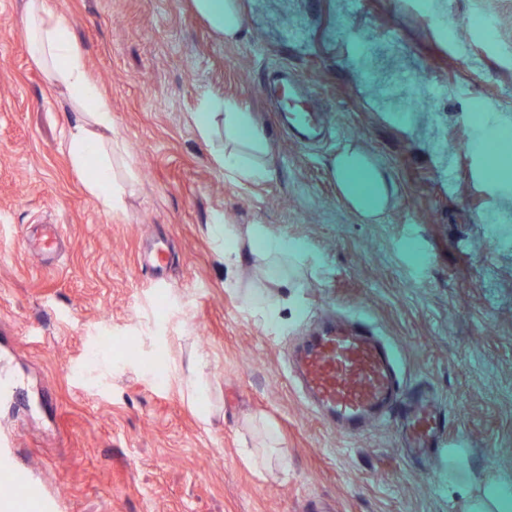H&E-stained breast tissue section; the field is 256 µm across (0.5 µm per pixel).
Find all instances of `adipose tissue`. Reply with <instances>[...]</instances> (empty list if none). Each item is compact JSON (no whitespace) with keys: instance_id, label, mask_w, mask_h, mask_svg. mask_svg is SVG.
<instances>
[{"instance_id":"ef3b65f1","label":"adipose tissue","mask_w":512,"mask_h":512,"mask_svg":"<svg viewBox=\"0 0 512 512\" xmlns=\"http://www.w3.org/2000/svg\"><path fill=\"white\" fill-rule=\"evenodd\" d=\"M197 12L222 41H236L245 28L240 0H193ZM30 52L42 65L50 86L62 89L80 118L69 129L68 153L72 166L84 176V186L104 208L122 204L124 187L112 172V158L121 153L122 144L112 136V105L91 78L85 55L70 33L64 12L54 10L47 0H26L23 17ZM224 119V146L214 154L216 165L229 179L244 184L267 179L271 174L267 141L254 125L250 113L218 98L202 105L197 126L202 137L213 133L216 117ZM332 173L345 198L362 213L380 211L386 201L384 181L367 175L357 153L337 156ZM215 237L230 243L224 252L228 267H237L246 255H253L264 285L248 294V303L268 320L279 316L275 292L290 287L289 259L297 258L287 241L267 226L251 224L246 228L215 224Z\"/></svg>"}]
</instances>
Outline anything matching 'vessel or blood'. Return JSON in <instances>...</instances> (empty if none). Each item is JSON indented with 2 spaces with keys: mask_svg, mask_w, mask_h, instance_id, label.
Masks as SVG:
<instances>
[{
  "mask_svg": "<svg viewBox=\"0 0 512 512\" xmlns=\"http://www.w3.org/2000/svg\"><path fill=\"white\" fill-rule=\"evenodd\" d=\"M288 110L304 136L319 131L320 115L310 106L308 95L293 85L288 88ZM60 242L58 226L48 224L23 244L31 254L44 258L56 254ZM300 379L326 420L348 434L391 407L399 389L388 352L360 324L330 325L311 337L301 352ZM413 421V452L429 453L444 429L431 399H419ZM0 481L14 489L13 495L0 497V512H68L51 487L31 467L19 463L15 440L5 433L0 435Z\"/></svg>",
  "mask_w": 512,
  "mask_h": 512,
  "instance_id": "b4317fda",
  "label": "vessel or blood"
}]
</instances>
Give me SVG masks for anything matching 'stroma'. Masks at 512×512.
<instances>
[{"label": "stroma", "mask_w": 512, "mask_h": 512, "mask_svg": "<svg viewBox=\"0 0 512 512\" xmlns=\"http://www.w3.org/2000/svg\"><path fill=\"white\" fill-rule=\"evenodd\" d=\"M25 3L0 0V343L23 381L0 429L69 512H512V183L469 144L476 109L512 130V0H241L233 43L192 0H49L112 104L116 172L134 175L116 211L70 163L77 114L27 51ZM281 71L323 115L312 143L261 90ZM403 72L446 90L407 122L374 91ZM210 97L251 112L271 179L225 178L223 124L197 128ZM352 149L386 181L372 218L332 175ZM217 222L300 251L276 322L243 300L253 264L227 288ZM41 224L62 234L51 260L22 245ZM158 241L161 279L140 262ZM329 321L365 324L407 400L434 399L447 437L430 455H406V408L348 435L302 395L293 358ZM269 425L278 462L259 472L242 449Z\"/></svg>", "instance_id": "stroma-1"}]
</instances>
